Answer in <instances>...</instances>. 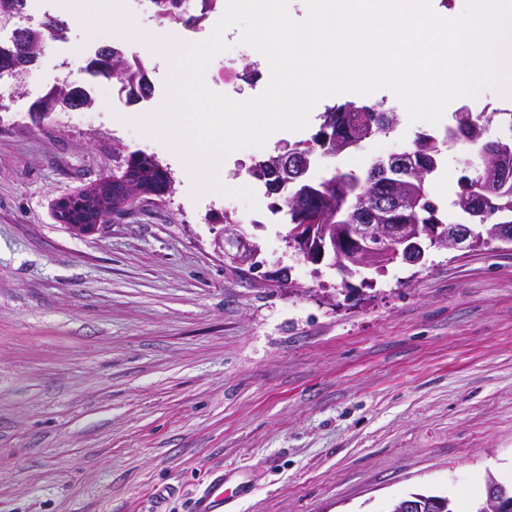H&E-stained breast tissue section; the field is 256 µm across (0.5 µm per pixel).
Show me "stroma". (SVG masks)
Returning <instances> with one entry per match:
<instances>
[{
    "label": "stroma",
    "mask_w": 512,
    "mask_h": 512,
    "mask_svg": "<svg viewBox=\"0 0 512 512\" xmlns=\"http://www.w3.org/2000/svg\"><path fill=\"white\" fill-rule=\"evenodd\" d=\"M47 40L73 69L88 36ZM45 116L0 95V512H188L223 466L248 492L227 512H388L415 493L472 512L487 478L512 487V248L434 250L423 264L342 280L288 249L255 161L318 131L231 154L254 190L192 195L162 142L112 109ZM443 124L400 112L390 133L332 158L343 171ZM167 167L172 192L89 236L55 222L60 195L119 173L129 152ZM232 217L261 246L237 270L213 240Z\"/></svg>",
    "instance_id": "obj_1"
}]
</instances>
